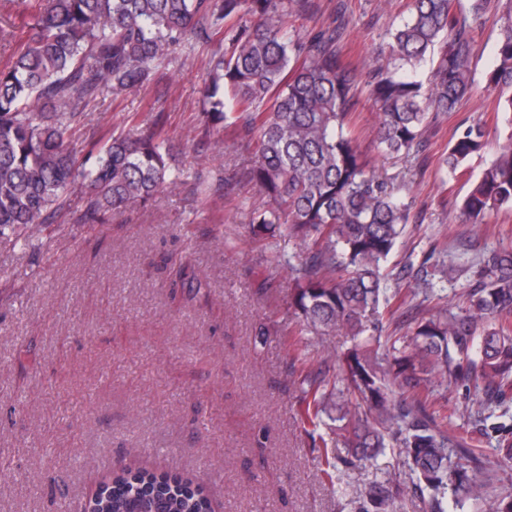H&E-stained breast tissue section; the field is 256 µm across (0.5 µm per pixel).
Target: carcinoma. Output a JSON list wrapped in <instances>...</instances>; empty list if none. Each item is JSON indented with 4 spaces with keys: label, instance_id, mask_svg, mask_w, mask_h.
<instances>
[{
    "label": "carcinoma",
    "instance_id": "cac0c4a2",
    "mask_svg": "<svg viewBox=\"0 0 512 512\" xmlns=\"http://www.w3.org/2000/svg\"><path fill=\"white\" fill-rule=\"evenodd\" d=\"M314 0H45L26 48L0 69V237L52 224L81 189L80 221L144 204L177 186L162 118L146 131L109 136L98 154L79 159L76 129L99 104L155 80L173 50L192 39L211 48L201 119L209 132L230 125L256 139L250 180L267 198L254 212L258 240L284 231L299 250L283 259L294 283L290 306L308 329L343 332L352 345L316 371L298 341L282 337L301 386V418L331 421L335 474L362 468L394 448L402 470L358 489L352 512H401L413 495L425 512L464 510L488 500V512H512V491L487 497L479 448L448 434L422 393L437 380L481 388L478 433L494 438L501 464H512V428L487 424L512 390V251L494 249L475 265L450 256L434 266L443 278H466L463 305L440 306L415 319L402 345L382 348L389 306L382 262L394 251L412 201L381 176L359 149L349 122L361 79L342 58L345 24L331 22L305 38L288 17L309 18ZM492 0H410L409 16L388 42L387 63L366 81L378 112L377 144L388 154L425 147L431 121L454 112L473 90L471 63L479 20ZM487 88L512 125V4L505 3ZM433 61L428 90L418 67ZM480 122L455 135L442 165L456 171L487 145ZM512 209V137L462 200L463 224H485ZM206 490L177 473L116 471L83 512H213Z\"/></svg>",
    "mask_w": 512,
    "mask_h": 512
}]
</instances>
